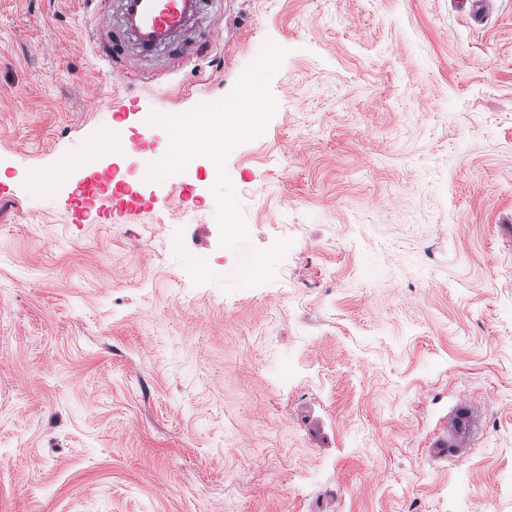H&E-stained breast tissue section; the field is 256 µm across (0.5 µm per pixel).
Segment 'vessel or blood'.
<instances>
[{"mask_svg":"<svg viewBox=\"0 0 512 512\" xmlns=\"http://www.w3.org/2000/svg\"><path fill=\"white\" fill-rule=\"evenodd\" d=\"M126 13L135 24L137 41L143 52H151L159 37L168 32L183 30L185 27L184 0H127ZM109 174L101 170L89 175L75 190L80 218L90 213H105L108 204L115 197L110 191ZM474 408L469 400H459L448 416L446 433L438 444L443 448L457 447L472 423Z\"/></svg>","mask_w":512,"mask_h":512,"instance_id":"vessel-or-blood-1","label":"vessel or blood"}]
</instances>
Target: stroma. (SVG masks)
Instances as JSON below:
<instances>
[{"instance_id": "obj_1", "label": "stroma", "mask_w": 512, "mask_h": 512, "mask_svg": "<svg viewBox=\"0 0 512 512\" xmlns=\"http://www.w3.org/2000/svg\"><path fill=\"white\" fill-rule=\"evenodd\" d=\"M123 2L0 0V512H512V0H201L147 57ZM269 39L243 284L210 160L132 163ZM108 132L140 204L76 221ZM473 413L472 403L467 399H460L448 416V424L446 425L448 432L445 433L443 438L435 442L434 446L457 448L460 443L458 439L464 438L470 430Z\"/></svg>"}]
</instances>
